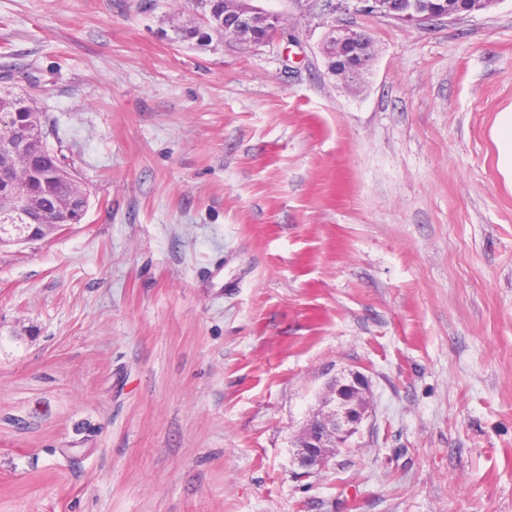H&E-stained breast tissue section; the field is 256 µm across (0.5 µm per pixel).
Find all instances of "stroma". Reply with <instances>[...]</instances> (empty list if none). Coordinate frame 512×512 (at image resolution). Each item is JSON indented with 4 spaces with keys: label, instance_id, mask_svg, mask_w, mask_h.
Listing matches in <instances>:
<instances>
[{
    "label": "stroma",
    "instance_id": "35a3bbf8",
    "mask_svg": "<svg viewBox=\"0 0 512 512\" xmlns=\"http://www.w3.org/2000/svg\"><path fill=\"white\" fill-rule=\"evenodd\" d=\"M263 3L252 52L169 40L190 0H0V71L90 194L0 244V512H512V0ZM333 25L375 46L350 89ZM350 371L369 414L305 474ZM366 5L365 10L380 14L382 16L409 24H424L443 18H452L454 13L445 11H431L423 6L441 8L445 5L444 0H361ZM421 4V5H420ZM489 136L497 150L499 170L512 190V106L498 112ZM368 378L357 371L329 386L323 407L298 435L297 460L308 473L323 470L338 448L358 432L369 409Z\"/></svg>",
    "mask_w": 512,
    "mask_h": 512
}]
</instances>
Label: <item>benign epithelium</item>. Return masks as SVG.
<instances>
[{
  "mask_svg": "<svg viewBox=\"0 0 512 512\" xmlns=\"http://www.w3.org/2000/svg\"><path fill=\"white\" fill-rule=\"evenodd\" d=\"M365 10L409 24H424L451 18L448 11H432L416 0H362ZM224 34L257 51L280 37L272 13L257 0H224ZM330 47L326 57L343 63L341 78L346 82L358 77L365 61L374 52L364 33L350 28H329ZM8 166H0V216L8 219L22 211L24 201L14 188ZM368 378L357 371L328 388L323 407L306 423L298 435L297 460L309 473L323 470L336 450L358 432L369 409Z\"/></svg>",
  "mask_w": 512,
  "mask_h": 512,
  "instance_id": "1",
  "label": "benign epithelium"
}]
</instances>
